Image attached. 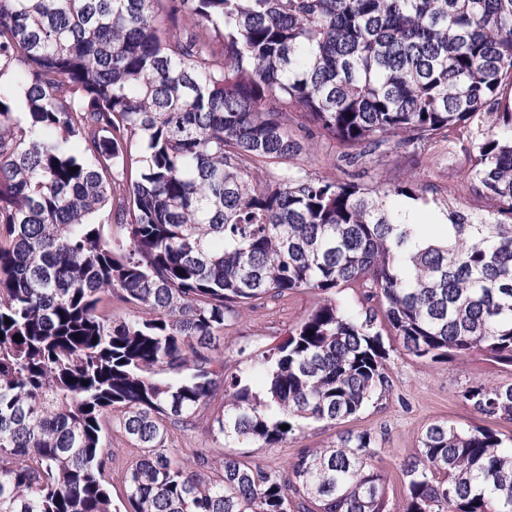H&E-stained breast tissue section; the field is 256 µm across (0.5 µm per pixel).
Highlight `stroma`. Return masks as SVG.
Wrapping results in <instances>:
<instances>
[{
  "label": "stroma",
  "instance_id": "1",
  "mask_svg": "<svg viewBox=\"0 0 512 512\" xmlns=\"http://www.w3.org/2000/svg\"><path fill=\"white\" fill-rule=\"evenodd\" d=\"M338 151L337 145L321 144L312 153L302 155L300 163L308 172L370 187H392L407 175H414L418 183V199L399 196L395 202L415 223L432 224L445 217V201L449 198L468 213L480 214L487 207L486 201L471 191L466 174L457 161L460 146L437 144L426 155L404 157L396 168L369 158L350 166H339L335 163ZM317 301L316 293L301 290L254 302L227 327L216 348L208 350V357L223 360L225 374L238 372L249 364L251 356L283 341L289 328L303 319ZM384 342L391 350V389L382 400L368 405L357 418L345 424L312 422L278 446H247L245 455L268 468L283 470L302 449L332 445L347 429L369 431L378 445L375 464L386 477L394 512H399L404 493L401 466L416 456L419 438L426 426L442 421L459 425L476 423L477 415L461 396L463 388L474 380L490 385L510 383L512 369L491 364L479 356L424 361L400 353L394 336H385ZM223 408L224 391L219 388L198 417L195 429L173 432L170 446L186 464H193L200 451L213 460L224 456V449L217 447L208 435L213 416Z\"/></svg>",
  "mask_w": 512,
  "mask_h": 512
}]
</instances>
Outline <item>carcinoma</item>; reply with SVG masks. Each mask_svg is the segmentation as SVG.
I'll return each instance as SVG.
<instances>
[{
  "label": "carcinoma",
  "mask_w": 512,
  "mask_h": 512,
  "mask_svg": "<svg viewBox=\"0 0 512 512\" xmlns=\"http://www.w3.org/2000/svg\"><path fill=\"white\" fill-rule=\"evenodd\" d=\"M320 141L394 166L459 142L491 209L448 203L433 238L389 204L409 188L300 166ZM302 289L321 300L246 370L198 351ZM380 319L416 358L512 367V0H0V512H392L368 431L284 471L169 447L220 383L215 440L357 417L390 387ZM462 397L512 423V383ZM113 428L139 450L121 510ZM420 443L402 512H512L511 435Z\"/></svg>",
  "instance_id": "cac0c4a2"
}]
</instances>
